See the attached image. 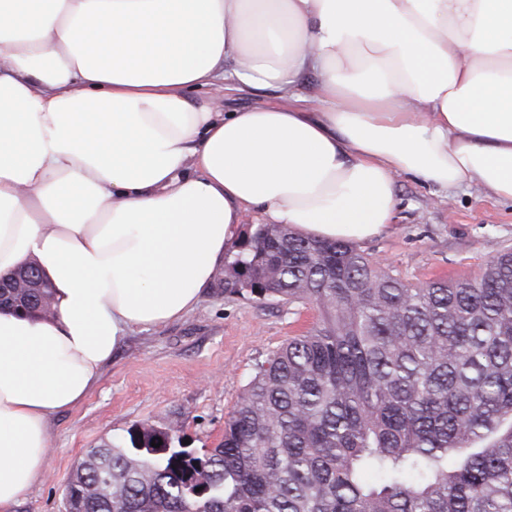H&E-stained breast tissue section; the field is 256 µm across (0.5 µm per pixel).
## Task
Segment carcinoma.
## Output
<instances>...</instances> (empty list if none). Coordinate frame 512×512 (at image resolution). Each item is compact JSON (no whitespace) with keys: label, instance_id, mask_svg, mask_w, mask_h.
Listing matches in <instances>:
<instances>
[{"label":"carcinoma","instance_id":"obj_1","mask_svg":"<svg viewBox=\"0 0 512 512\" xmlns=\"http://www.w3.org/2000/svg\"><path fill=\"white\" fill-rule=\"evenodd\" d=\"M29 269L34 316L52 286ZM217 287L319 321L257 365L218 447L152 426L91 448L69 512H512V248L412 286L351 243L260 224Z\"/></svg>","mask_w":512,"mask_h":512}]
</instances>
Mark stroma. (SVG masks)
I'll return each instance as SVG.
<instances>
[{
    "label": "stroma",
    "instance_id": "35a3bbf8",
    "mask_svg": "<svg viewBox=\"0 0 512 512\" xmlns=\"http://www.w3.org/2000/svg\"><path fill=\"white\" fill-rule=\"evenodd\" d=\"M399 210L382 235L360 243L410 284L472 278L512 246V204L479 186L444 192L397 182ZM319 319L309 304L225 295L209 285L198 306L163 327L129 333L78 406L49 422L52 450L41 482L13 512H63L62 490L87 448L148 424L202 451L224 436V422L266 355Z\"/></svg>",
    "mask_w": 512,
    "mask_h": 512
}]
</instances>
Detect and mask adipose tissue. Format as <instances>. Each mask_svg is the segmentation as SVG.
Returning a JSON list of instances; mask_svg holds the SVG:
<instances>
[{
    "label": "adipose tissue",
    "instance_id": "adipose-tissue-1",
    "mask_svg": "<svg viewBox=\"0 0 512 512\" xmlns=\"http://www.w3.org/2000/svg\"><path fill=\"white\" fill-rule=\"evenodd\" d=\"M317 78L313 102L293 100ZM280 92L235 112L201 88ZM512 203V0H0V512L124 336L183 318L255 212L363 242L396 184ZM36 263H33L31 266H29L28 269H30L32 272L36 274V277L38 280L42 281L41 287L42 288H34L32 296L35 298L36 301L32 302L29 300H26L24 302H18L14 301V304L16 307L23 308L27 311L28 315L34 316L39 315L42 313L44 315H50L52 312L51 304L44 307L46 301L47 303H50L51 296H52V286L49 280L40 272V270L36 267ZM19 305V306H17ZM44 307V308H43Z\"/></svg>",
    "mask_w": 512,
    "mask_h": 512
}]
</instances>
